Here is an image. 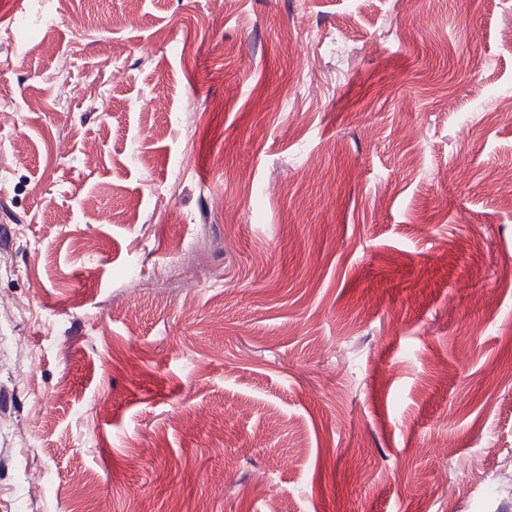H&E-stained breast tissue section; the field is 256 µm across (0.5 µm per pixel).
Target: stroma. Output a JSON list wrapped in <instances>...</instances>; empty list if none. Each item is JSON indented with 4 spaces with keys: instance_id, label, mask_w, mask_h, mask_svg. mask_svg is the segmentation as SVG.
Returning a JSON list of instances; mask_svg holds the SVG:
<instances>
[{
    "instance_id": "stroma-1",
    "label": "stroma",
    "mask_w": 512,
    "mask_h": 512,
    "mask_svg": "<svg viewBox=\"0 0 512 512\" xmlns=\"http://www.w3.org/2000/svg\"><path fill=\"white\" fill-rule=\"evenodd\" d=\"M4 28L0 512L512 499V0Z\"/></svg>"
}]
</instances>
